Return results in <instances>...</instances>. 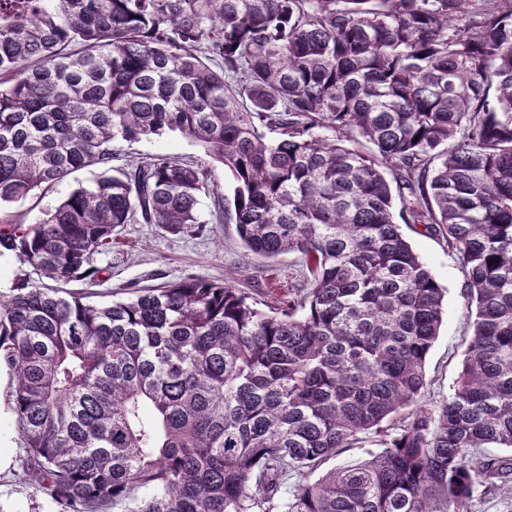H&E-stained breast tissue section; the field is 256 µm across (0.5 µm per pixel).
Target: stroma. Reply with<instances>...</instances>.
I'll return each mask as SVG.
<instances>
[{"instance_id": "35a3bbf8", "label": "stroma", "mask_w": 512, "mask_h": 512, "mask_svg": "<svg viewBox=\"0 0 512 512\" xmlns=\"http://www.w3.org/2000/svg\"><path fill=\"white\" fill-rule=\"evenodd\" d=\"M118 149L115 163L119 166L155 154L183 162L205 159L195 144L176 134L123 142ZM90 181L89 172H76L38 199L12 205L9 212L18 223H39L47 208L67 196L78 184ZM198 213L201 228L196 232L175 233L158 224L125 226L118 243L95 260L104 274L101 283L92 288V301L123 300L132 289L188 277L231 283L271 305L287 300L289 290L302 286L305 270L296 256L287 254L267 261L249 255L234 225L218 220L210 197H201ZM401 230L436 280L448 290L440 333L426 360L428 385L424 402L433 409L452 393L458 379L469 344V308L462 274L449 257L445 242L425 233L419 225L405 224ZM9 387L10 376L1 371L0 512H63L59 504L18 478L21 443L8 404Z\"/></svg>"}]
</instances>
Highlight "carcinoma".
Returning a JSON list of instances; mask_svg holds the SVG:
<instances>
[{"label":"carcinoma","mask_w":512,"mask_h":512,"mask_svg":"<svg viewBox=\"0 0 512 512\" xmlns=\"http://www.w3.org/2000/svg\"><path fill=\"white\" fill-rule=\"evenodd\" d=\"M167 132L229 172L217 206L247 252L301 256L287 303L199 278L109 305L60 294L96 283L125 225L200 224L203 165L112 168L118 142ZM79 170L93 181L41 222L7 214ZM397 213L444 240L475 308L434 410L445 292ZM5 254L23 267L0 291L23 477L64 512L512 495V0H0ZM372 436L381 452L310 479Z\"/></svg>","instance_id":"1"}]
</instances>
